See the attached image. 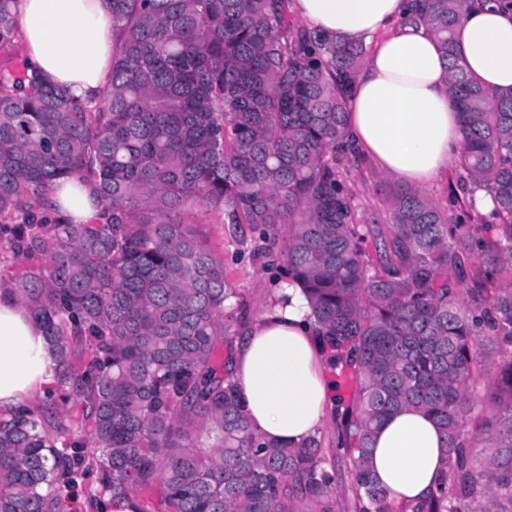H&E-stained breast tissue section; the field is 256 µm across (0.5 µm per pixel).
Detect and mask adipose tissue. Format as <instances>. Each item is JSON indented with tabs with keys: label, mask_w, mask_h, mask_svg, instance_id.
Returning <instances> with one entry per match:
<instances>
[{
	"label": "adipose tissue",
	"mask_w": 512,
	"mask_h": 512,
	"mask_svg": "<svg viewBox=\"0 0 512 512\" xmlns=\"http://www.w3.org/2000/svg\"><path fill=\"white\" fill-rule=\"evenodd\" d=\"M309 29L368 45L348 98L350 138L379 172L422 188L447 173L463 128L434 35L405 24L407 0H293ZM18 37L29 68L88 100L112 74V16L103 0H17ZM459 63L481 86L512 89V10L472 0L456 29ZM57 214L84 224L100 207L90 183L73 175L50 197ZM308 298L281 280L260 316L236 343L234 377L241 406L265 438L299 446L325 422L334 384L315 336ZM55 381L52 350L28 309L0 292V411L11 413ZM434 420L415 410L387 418L375 432L368 465L395 503L430 497L449 469Z\"/></svg>",
	"instance_id": "1"
}]
</instances>
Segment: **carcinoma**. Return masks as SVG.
Wrapping results in <instances>:
<instances>
[{"mask_svg":"<svg viewBox=\"0 0 512 512\" xmlns=\"http://www.w3.org/2000/svg\"><path fill=\"white\" fill-rule=\"evenodd\" d=\"M15 2L0 0V49L17 36ZM107 2L112 76L93 100L35 70L0 72V244L27 260L0 271V289L42 326L61 398L82 400L78 419L51 396L40 421L0 415V512H63L93 470L110 495L159 487L141 512H334L338 474L320 440L259 435L217 362L240 302L224 260L179 218L200 203L249 225L253 253L280 252L331 364L358 377L338 427L356 512H394L366 459L407 409L433 418L450 458L411 512L512 505V90L459 64L467 0H412L406 21L448 58L464 133L456 183L495 208L474 218L456 194L440 205L382 179L386 224L364 223L349 185L366 163L346 118L364 46L288 20V0ZM76 171L101 204L86 224L40 209ZM490 349L493 415L478 430L494 450L476 471L469 391Z\"/></svg>","mask_w":512,"mask_h":512,"instance_id":"carcinoma-1","label":"carcinoma"}]
</instances>
